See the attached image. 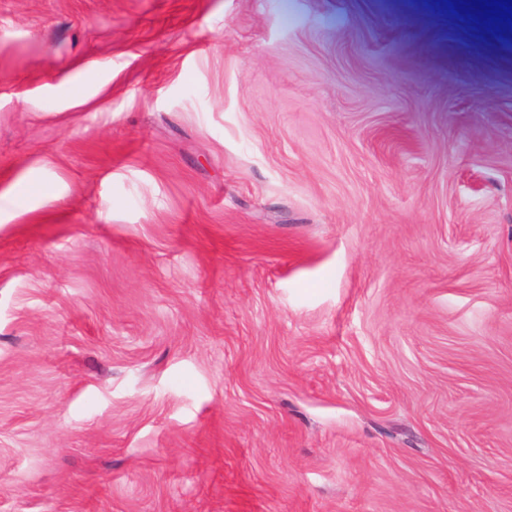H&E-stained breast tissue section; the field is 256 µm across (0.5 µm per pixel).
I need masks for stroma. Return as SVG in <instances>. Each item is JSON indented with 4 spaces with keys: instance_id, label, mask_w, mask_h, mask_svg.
I'll use <instances>...</instances> for the list:
<instances>
[{
    "instance_id": "obj_1",
    "label": "stroma",
    "mask_w": 512,
    "mask_h": 512,
    "mask_svg": "<svg viewBox=\"0 0 512 512\" xmlns=\"http://www.w3.org/2000/svg\"><path fill=\"white\" fill-rule=\"evenodd\" d=\"M0 512H512V35L0 0Z\"/></svg>"
}]
</instances>
